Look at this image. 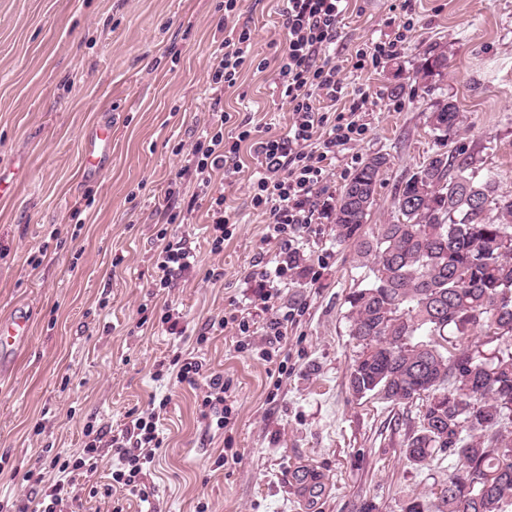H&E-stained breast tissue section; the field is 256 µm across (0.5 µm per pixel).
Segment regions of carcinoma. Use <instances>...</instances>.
I'll use <instances>...</instances> for the list:
<instances>
[{
  "label": "carcinoma",
  "mask_w": 512,
  "mask_h": 512,
  "mask_svg": "<svg viewBox=\"0 0 512 512\" xmlns=\"http://www.w3.org/2000/svg\"><path fill=\"white\" fill-rule=\"evenodd\" d=\"M457 104L430 116L437 150L404 180L395 219L365 226L373 202L332 210L336 243L354 246L372 276L350 293L349 335L359 347L353 393L398 403L426 397L405 454L415 465L441 452L458 469L433 506L416 496L404 512H506L512 506V349L490 355L444 346L448 334L484 329L512 337V196L465 147L447 149L460 128ZM387 163L369 156L342 189L375 193Z\"/></svg>",
  "instance_id": "1"
}]
</instances>
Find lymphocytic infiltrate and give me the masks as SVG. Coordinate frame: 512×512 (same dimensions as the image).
Returning a JSON list of instances; mask_svg holds the SVG:
<instances>
[{
    "label": "lymphocytic infiltrate",
    "mask_w": 512,
    "mask_h": 512,
    "mask_svg": "<svg viewBox=\"0 0 512 512\" xmlns=\"http://www.w3.org/2000/svg\"><path fill=\"white\" fill-rule=\"evenodd\" d=\"M284 4L285 46L277 57L276 88L288 104V128L281 135L257 143L261 170L251 183V204L268 216L264 242L290 246L302 241L316 222L318 197L327 188L337 156L365 135L367 127L361 123L358 111L367 103L369 94L364 88H357L352 108L337 106L346 86L331 47L349 9V0H284ZM251 61L248 33L224 38L209 59V89L214 100H221L225 89L236 85L240 71ZM229 120V114L223 112L196 125L185 166L194 178L193 199L210 203L208 230L211 250L216 254L223 251L228 226L234 218L224 206V190L217 186L214 174L223 172L226 182L235 183L241 171L236 161L240 146L252 136L246 129L236 139H226L224 126ZM180 195L181 180L176 177L166 190L167 206L157 212L162 225L154 262L153 285L157 288L171 287L199 263L184 237L171 230L172 225L186 219L185 213L174 205ZM256 265L258 298L267 303L288 287L291 268L288 262L262 257L257 258ZM288 317L284 311L268 318L258 334L254 331L252 312L236 306L225 312L224 322L234 325L241 336H259L261 353L269 359L283 347ZM162 323L171 337L170 354L157 364L153 381L161 383L172 375L181 383L205 379L203 406L214 417L217 429H224L229 421L225 404L231 390L229 380L220 374L205 373V360L200 352L186 349V328L178 309H167ZM167 403L163 397L150 401L144 410L130 412L127 423L112 435L96 430L74 460L52 457L45 472L29 475L30 480L42 486L36 506L21 501L17 512H68L78 499V474L95 473L105 453L112 458L113 482L129 495L148 500L144 478L154 468L163 446L159 418Z\"/></svg>",
    "instance_id": "f902f5d3"
}]
</instances>
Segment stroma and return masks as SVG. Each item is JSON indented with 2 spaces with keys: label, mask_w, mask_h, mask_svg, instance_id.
I'll list each match as a JSON object with an SVG mask.
<instances>
[{
  "label": "stroma",
  "mask_w": 512,
  "mask_h": 512,
  "mask_svg": "<svg viewBox=\"0 0 512 512\" xmlns=\"http://www.w3.org/2000/svg\"><path fill=\"white\" fill-rule=\"evenodd\" d=\"M282 8V0H239L235 21L251 33L254 62L217 103L209 55L225 36L224 0H0V177L10 184L0 198V318L22 305L34 314L25 350L0 374V501L35 499L25 475L43 450L82 448L87 425L119 427L158 391L170 400L148 500L113 487L105 461L80 477L75 512H403L410 497L433 499L453 471L442 453L422 467L407 460L420 405L349 388L357 346L345 299L369 269L337 245L331 220L307 233L304 267L274 301L294 311L282 360L260 359L219 328L231 304L252 296L258 254L288 255L264 244L268 216L247 195L259 166L252 143L242 145L237 183L224 188L237 222L223 252L212 253L209 204L198 202L177 231L199 269L173 287L152 286L154 211L184 164L178 142L216 107L231 115L228 134L247 123L266 138L288 121L275 89ZM409 20L399 55L354 69L358 49ZM431 46L448 67L425 84L418 72ZM336 62L348 88L363 87L372 100L363 140L336 159L331 194L354 159H388L367 231L392 221L400 183L432 152L429 117L444 99L462 116L455 144L475 150L500 192L512 194V0H351ZM105 118L112 164L88 180L83 135ZM168 304L182 310L190 338L206 334L208 371L231 382L226 429L201 419L203 384L162 387L151 378L170 350L160 321Z\"/></svg>",
  "instance_id": "1"
}]
</instances>
